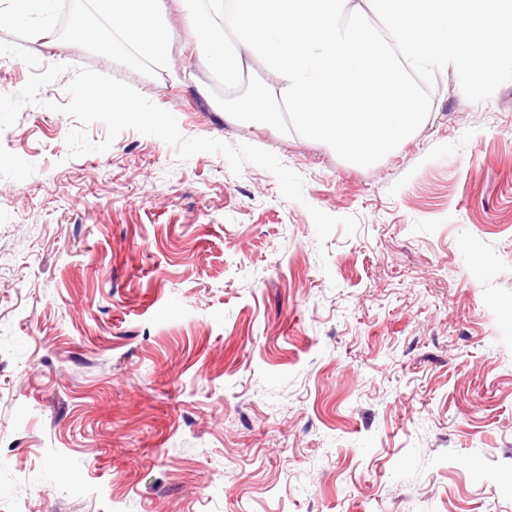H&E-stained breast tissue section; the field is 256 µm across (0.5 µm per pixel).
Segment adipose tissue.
Instances as JSON below:
<instances>
[{
    "instance_id": "adipose-tissue-1",
    "label": "adipose tissue",
    "mask_w": 512,
    "mask_h": 512,
    "mask_svg": "<svg viewBox=\"0 0 512 512\" xmlns=\"http://www.w3.org/2000/svg\"><path fill=\"white\" fill-rule=\"evenodd\" d=\"M96 6L136 49L153 59L169 57L166 0H96Z\"/></svg>"
}]
</instances>
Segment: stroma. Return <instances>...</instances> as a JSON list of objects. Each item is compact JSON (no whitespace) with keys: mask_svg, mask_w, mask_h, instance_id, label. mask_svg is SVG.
Masks as SVG:
<instances>
[{"mask_svg":"<svg viewBox=\"0 0 512 512\" xmlns=\"http://www.w3.org/2000/svg\"><path fill=\"white\" fill-rule=\"evenodd\" d=\"M42 65L122 80L188 137L128 129L71 158L62 75L0 132V512H512V82L469 101L436 71L426 123L363 167L244 123L168 0V59L67 37ZM195 81H174L182 71ZM353 216L318 244L310 208Z\"/></svg>","mask_w":512,"mask_h":512,"instance_id":"obj_1","label":"stroma"}]
</instances>
